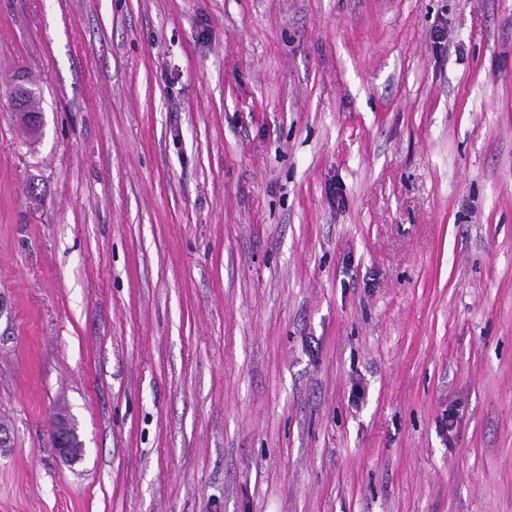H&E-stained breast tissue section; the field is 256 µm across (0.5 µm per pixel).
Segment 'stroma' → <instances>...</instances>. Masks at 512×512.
<instances>
[{"label": "stroma", "instance_id": "1", "mask_svg": "<svg viewBox=\"0 0 512 512\" xmlns=\"http://www.w3.org/2000/svg\"><path fill=\"white\" fill-rule=\"evenodd\" d=\"M0 422V512H512V0H0ZM12 92H13L12 96L14 97L16 95H21V94H24V95L34 94L35 90H34V88L28 86L26 84V82H22V83L17 84L13 88ZM39 102H40V94H38L36 96L34 94L32 97H28L22 102L23 109L26 112L24 120L28 124L30 130L33 132H36L38 130V127L33 122V119L39 118L40 113H38V112H41L40 108H39ZM75 423L73 419L57 418L53 423V445L58 456L69 464H75L82 459V456L74 455L72 444L74 442L73 432Z\"/></svg>", "mask_w": 512, "mask_h": 512}]
</instances>
